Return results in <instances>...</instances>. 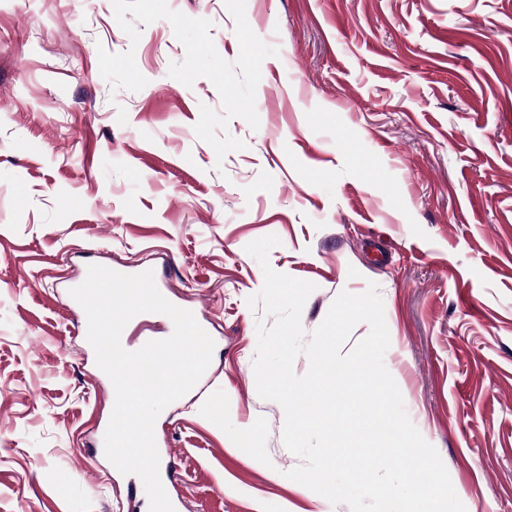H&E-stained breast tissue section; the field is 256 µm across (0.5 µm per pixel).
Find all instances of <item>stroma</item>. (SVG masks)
<instances>
[{"mask_svg": "<svg viewBox=\"0 0 512 512\" xmlns=\"http://www.w3.org/2000/svg\"><path fill=\"white\" fill-rule=\"evenodd\" d=\"M168 5L237 59L224 0ZM246 18L278 54L258 128L232 119L245 147L220 160L194 131L220 96L170 76L168 21L134 42L112 0H0V512L149 510L89 454L112 414L70 294L89 264L155 269L215 342L156 420L188 512H350L287 478L284 411L257 392L245 247L269 234L271 267L316 286L305 332L377 285L411 421L466 512H512V0H246ZM102 48L134 50L146 86L112 89Z\"/></svg>", "mask_w": 512, "mask_h": 512, "instance_id": "1", "label": "stroma"}]
</instances>
